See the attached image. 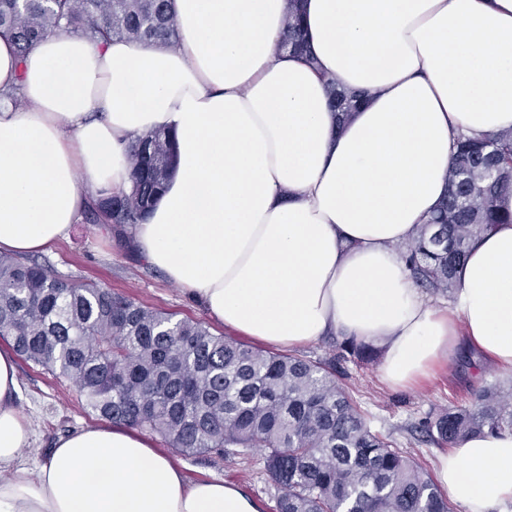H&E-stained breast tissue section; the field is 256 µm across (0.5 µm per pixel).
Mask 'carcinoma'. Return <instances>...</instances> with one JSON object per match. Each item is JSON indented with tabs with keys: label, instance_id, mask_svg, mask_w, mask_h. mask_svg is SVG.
Listing matches in <instances>:
<instances>
[{
	"label": "carcinoma",
	"instance_id": "cac0c4a2",
	"mask_svg": "<svg viewBox=\"0 0 512 512\" xmlns=\"http://www.w3.org/2000/svg\"><path fill=\"white\" fill-rule=\"evenodd\" d=\"M286 46L307 52L300 0H288ZM177 45L172 0H0V32L25 55L47 32ZM347 118L363 92L327 81ZM128 190L91 204L85 221L121 230L142 223L176 163L174 135L154 131L130 151ZM512 131L462 136L438 214L399 246L416 285L452 293L470 246L512 212ZM0 337L16 355L69 380L85 409L161 439L183 456L259 448L280 490L275 512H453L416 458L373 429L336 376V362L371 363L377 349L345 339L327 360L274 353L216 335L201 320L136 302L93 282L0 253ZM425 441L453 448L466 438L512 431V391L489 383L467 405L418 424Z\"/></svg>",
	"mask_w": 512,
	"mask_h": 512
}]
</instances>
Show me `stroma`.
Returning a JSON list of instances; mask_svg holds the SVG:
<instances>
[{"instance_id": "1", "label": "stroma", "mask_w": 512, "mask_h": 512, "mask_svg": "<svg viewBox=\"0 0 512 512\" xmlns=\"http://www.w3.org/2000/svg\"><path fill=\"white\" fill-rule=\"evenodd\" d=\"M40 263L78 282L95 281L113 292L176 314L180 318L206 319L203 307L171 285L165 274L145 267L104 227L82 222L74 225L69 239L53 244L38 254ZM344 383L364 412L370 425L405 452L433 467L436 446L417 442L413 426L428 414L451 403L467 404L471 387L483 383L508 384L512 377L487 368L474 371L467 357L456 360L452 370H438L408 390L386 387L378 364L346 363ZM17 401L30 419L33 445L47 453L59 436L97 424L98 419L84 409L71 384L27 362H19ZM189 481L218 480L240 486L263 502L265 512H275L278 488L271 482L263 453L251 449L217 456L181 457Z\"/></svg>"}]
</instances>
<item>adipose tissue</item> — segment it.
<instances>
[{"label":"adipose tissue","instance_id":"1","mask_svg":"<svg viewBox=\"0 0 512 512\" xmlns=\"http://www.w3.org/2000/svg\"><path fill=\"white\" fill-rule=\"evenodd\" d=\"M286 6L173 0L174 50L51 33L21 55L0 34V251L66 239L129 188L130 142L165 129L176 172L127 238L225 330L376 343L394 389L461 348L512 371V224L471 247L448 311L396 250L446 197L455 135L512 129V0H303L311 64L283 46ZM330 78L369 94L343 123ZM18 387L0 347V512H264L124 424L39 456ZM435 476L466 512L512 504V432L467 438Z\"/></svg>","mask_w":512,"mask_h":512}]
</instances>
